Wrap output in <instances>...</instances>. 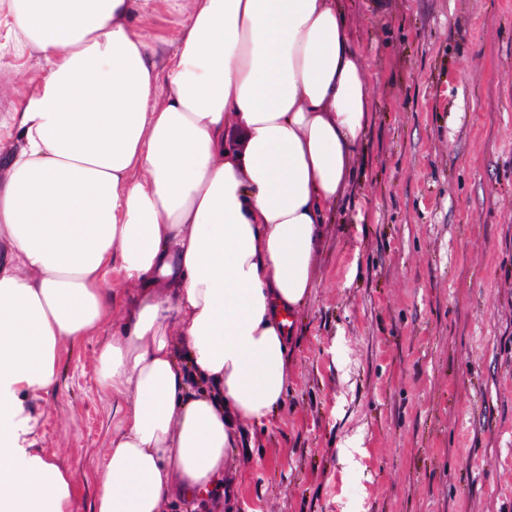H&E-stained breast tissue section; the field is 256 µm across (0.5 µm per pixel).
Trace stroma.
<instances>
[{
	"label": "stroma",
	"instance_id": "35a3bbf8",
	"mask_svg": "<svg viewBox=\"0 0 512 512\" xmlns=\"http://www.w3.org/2000/svg\"><path fill=\"white\" fill-rule=\"evenodd\" d=\"M0 0V117L47 69ZM372 76L349 187L294 314L288 388L240 428L224 494L166 512H512V0H338ZM184 0L136 25L172 56ZM60 352L37 445L92 512L118 413L96 361Z\"/></svg>",
	"mask_w": 512,
	"mask_h": 512
}]
</instances>
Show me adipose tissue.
Segmentation results:
<instances>
[{"label":"adipose tissue","instance_id":"adipose-tissue-1","mask_svg":"<svg viewBox=\"0 0 512 512\" xmlns=\"http://www.w3.org/2000/svg\"><path fill=\"white\" fill-rule=\"evenodd\" d=\"M149 3L10 10L48 76L0 177V512H74L30 400L55 390L64 344L116 315L97 362L121 416L93 512L210 486L284 396V315L354 171L370 81L336 0H191L162 70L132 24ZM115 262L132 308L106 285Z\"/></svg>","mask_w":512,"mask_h":512}]
</instances>
